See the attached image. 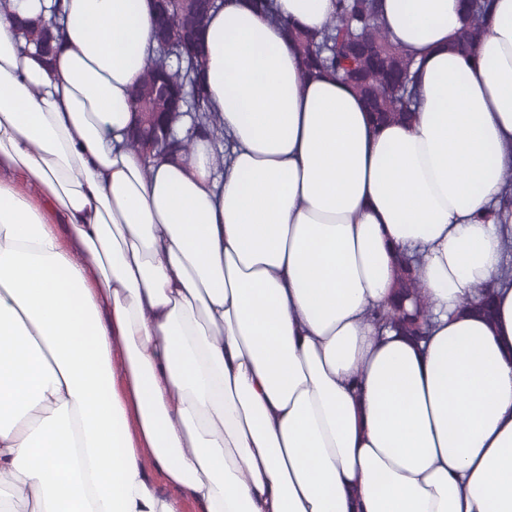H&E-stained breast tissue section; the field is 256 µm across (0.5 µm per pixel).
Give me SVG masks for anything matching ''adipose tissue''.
Segmentation results:
<instances>
[{
    "label": "adipose tissue",
    "instance_id": "ef3b65f1",
    "mask_svg": "<svg viewBox=\"0 0 512 512\" xmlns=\"http://www.w3.org/2000/svg\"><path fill=\"white\" fill-rule=\"evenodd\" d=\"M65 15L52 57L13 18ZM224 0V122L145 162L153 0H0V512H512V0L474 56L460 0H383L422 74L374 126L282 25ZM422 260L428 339L379 327Z\"/></svg>",
    "mask_w": 512,
    "mask_h": 512
}]
</instances>
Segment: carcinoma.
Wrapping results in <instances>:
<instances>
[{
    "instance_id": "obj_1",
    "label": "carcinoma",
    "mask_w": 512,
    "mask_h": 512,
    "mask_svg": "<svg viewBox=\"0 0 512 512\" xmlns=\"http://www.w3.org/2000/svg\"><path fill=\"white\" fill-rule=\"evenodd\" d=\"M466 31L461 46L473 53L487 33V20L493 0H466ZM221 6L219 0H165V22L155 32L159 43L157 53L145 67L135 90L133 106L137 112H170L174 115L188 108L194 112L191 130L201 129L213 140L224 142V127L218 115L209 110L201 84L202 60L198 53L184 52L182 58L171 62V52L164 45L180 36L192 25L203 34L210 15ZM288 37L294 43L308 73L313 77L331 75L345 82L365 100L370 112L380 121H403L418 111L417 69L415 61L404 46L395 42L385 30L379 0H337L336 14L321 30L301 32L283 22ZM60 27L42 20L28 22L23 37L40 45L44 40L58 38ZM162 75L182 93L177 107L158 100L153 94L155 78ZM192 134L177 140L148 143L132 133L129 147L148 158L170 154V149L188 146ZM495 217H512V169L506 174L505 192ZM420 261L404 262L399 278L403 301L375 312L383 327L393 328L426 338L433 317L429 301L421 294L416 274Z\"/></svg>"
}]
</instances>
